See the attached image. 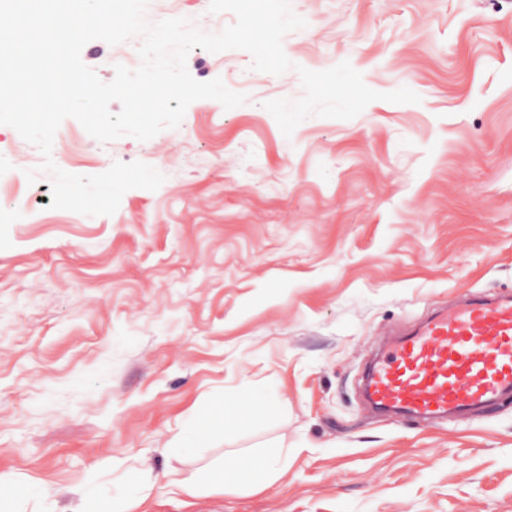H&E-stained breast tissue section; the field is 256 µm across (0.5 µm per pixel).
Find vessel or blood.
<instances>
[{"mask_svg": "<svg viewBox=\"0 0 512 512\" xmlns=\"http://www.w3.org/2000/svg\"><path fill=\"white\" fill-rule=\"evenodd\" d=\"M380 407L446 416L512 394V297L474 295L432 315L378 363L369 380Z\"/></svg>", "mask_w": 512, "mask_h": 512, "instance_id": "b4317fda", "label": "vessel or blood"}]
</instances>
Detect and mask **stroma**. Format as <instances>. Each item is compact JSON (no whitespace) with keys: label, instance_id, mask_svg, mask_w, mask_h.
<instances>
[{"label":"stroma","instance_id":"1","mask_svg":"<svg viewBox=\"0 0 512 512\" xmlns=\"http://www.w3.org/2000/svg\"><path fill=\"white\" fill-rule=\"evenodd\" d=\"M210 0H149L147 18L218 32ZM293 70L243 50L190 51L201 82L246 94L194 101L180 126L102 143L78 121L62 168L141 161L165 177L110 216L48 208L21 185L0 222V477L45 493L19 512H76L89 489L153 512H512V398L442 420L374 409L364 376L432 311L512 296V0H292ZM140 38L81 58L112 81ZM417 104L312 116L285 137L265 101L296 99L298 67L342 61ZM266 413L192 454L173 437L241 394ZM279 452L269 488L184 506L176 482Z\"/></svg>","mask_w":512,"mask_h":512}]
</instances>
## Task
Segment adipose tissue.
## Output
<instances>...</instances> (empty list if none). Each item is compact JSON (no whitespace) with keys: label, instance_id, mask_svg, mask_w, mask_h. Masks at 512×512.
I'll return each mask as SVG.
<instances>
[{"label":"adipose tissue","instance_id":"adipose-tissue-1","mask_svg":"<svg viewBox=\"0 0 512 512\" xmlns=\"http://www.w3.org/2000/svg\"><path fill=\"white\" fill-rule=\"evenodd\" d=\"M265 409V401L252 396L220 402L194 416L187 431L179 433L176 441L182 448H194L199 438H210L220 432L227 420L245 422ZM283 472L277 453L269 452L259 457H238L232 465H217L204 471L200 477L181 483L179 492L185 500L190 501L202 491H220L228 484H244L262 490L273 484Z\"/></svg>","mask_w":512,"mask_h":512}]
</instances>
